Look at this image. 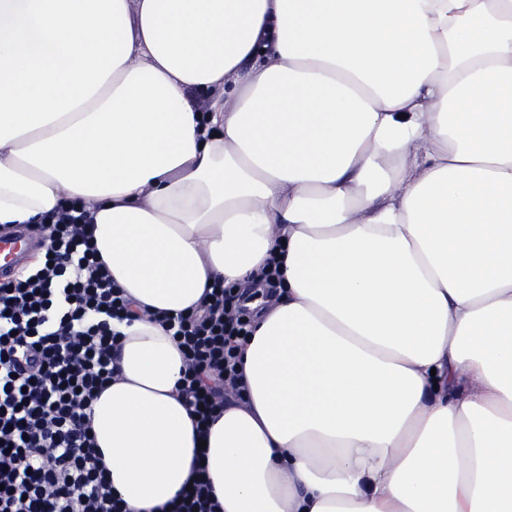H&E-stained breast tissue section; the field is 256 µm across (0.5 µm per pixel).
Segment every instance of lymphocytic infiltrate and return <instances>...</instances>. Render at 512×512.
Wrapping results in <instances>:
<instances>
[{
    "label": "lymphocytic infiltrate",
    "instance_id": "1",
    "mask_svg": "<svg viewBox=\"0 0 512 512\" xmlns=\"http://www.w3.org/2000/svg\"><path fill=\"white\" fill-rule=\"evenodd\" d=\"M41 264L0 284V512H126L100 463L92 403L111 382L113 322L129 303L91 244L87 215L62 206L46 226ZM246 297L216 283L203 314L158 320L186 359L182 395L206 434L237 386L252 333Z\"/></svg>",
    "mask_w": 512,
    "mask_h": 512
}]
</instances>
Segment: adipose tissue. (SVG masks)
I'll use <instances>...</instances> for the list:
<instances>
[{
    "label": "adipose tissue",
    "instance_id": "obj_1",
    "mask_svg": "<svg viewBox=\"0 0 512 512\" xmlns=\"http://www.w3.org/2000/svg\"><path fill=\"white\" fill-rule=\"evenodd\" d=\"M66 200L130 302L128 512L200 451L223 512H512V0H0V231ZM273 256L199 445L154 316Z\"/></svg>",
    "mask_w": 512,
    "mask_h": 512
}]
</instances>
